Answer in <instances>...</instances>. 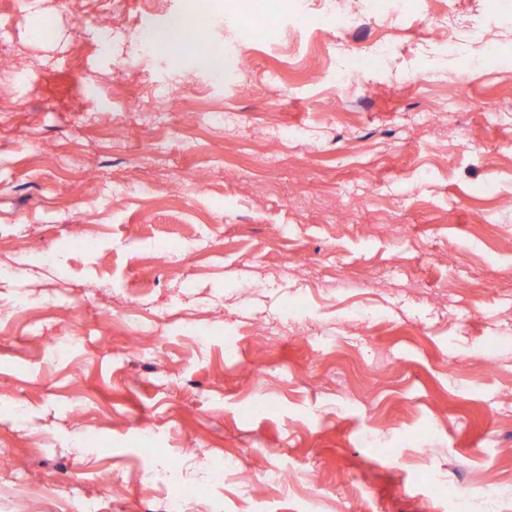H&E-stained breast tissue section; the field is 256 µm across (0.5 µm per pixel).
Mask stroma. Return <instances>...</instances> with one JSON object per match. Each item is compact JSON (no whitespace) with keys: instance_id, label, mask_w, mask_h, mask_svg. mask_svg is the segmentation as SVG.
Listing matches in <instances>:
<instances>
[{"instance_id":"35a3bbf8","label":"stroma","mask_w":512,"mask_h":512,"mask_svg":"<svg viewBox=\"0 0 512 512\" xmlns=\"http://www.w3.org/2000/svg\"><path fill=\"white\" fill-rule=\"evenodd\" d=\"M416 8L0 0V512H160L161 448L241 468L188 512H512V0ZM186 19L176 17L162 30L147 31L142 36L141 42L149 49H159L165 45L178 43L183 40L186 32ZM448 504L452 512H501L500 493L496 486L483 487L478 496L448 481Z\"/></svg>"}]
</instances>
